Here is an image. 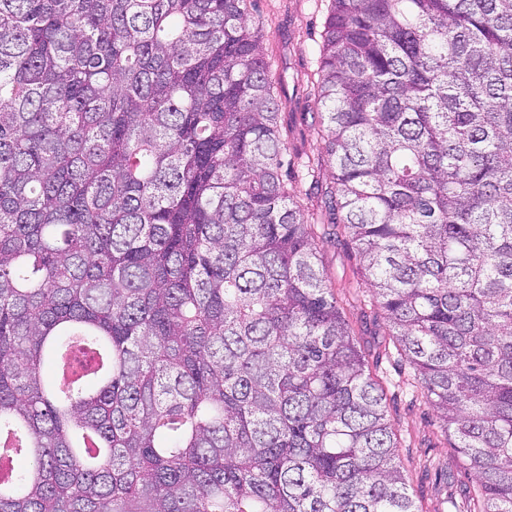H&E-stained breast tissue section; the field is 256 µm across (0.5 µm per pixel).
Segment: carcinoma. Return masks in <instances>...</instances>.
Masks as SVG:
<instances>
[{
	"label": "carcinoma",
	"instance_id": "1",
	"mask_svg": "<svg viewBox=\"0 0 512 512\" xmlns=\"http://www.w3.org/2000/svg\"><path fill=\"white\" fill-rule=\"evenodd\" d=\"M253 2L0 0V512H419ZM330 2L323 239L512 512V0Z\"/></svg>",
	"mask_w": 512,
	"mask_h": 512
}]
</instances>
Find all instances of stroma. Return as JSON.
I'll use <instances>...</instances> for the list:
<instances>
[{"label": "stroma", "mask_w": 512, "mask_h": 512, "mask_svg": "<svg viewBox=\"0 0 512 512\" xmlns=\"http://www.w3.org/2000/svg\"><path fill=\"white\" fill-rule=\"evenodd\" d=\"M330 0H257L254 14L264 23V52L281 77V125L288 134L289 179L307 213H320L331 170L312 171L321 149L315 123L320 104L313 85ZM325 284L335 295L354 339L367 355L368 371L385 388L391 428L402 470L419 512H448L447 499L459 487L475 488L433 405L417 387L415 371L390 336L382 311L364 279L363 263L347 235L319 247ZM453 478H446V470Z\"/></svg>", "instance_id": "35a3bbf8"}]
</instances>
